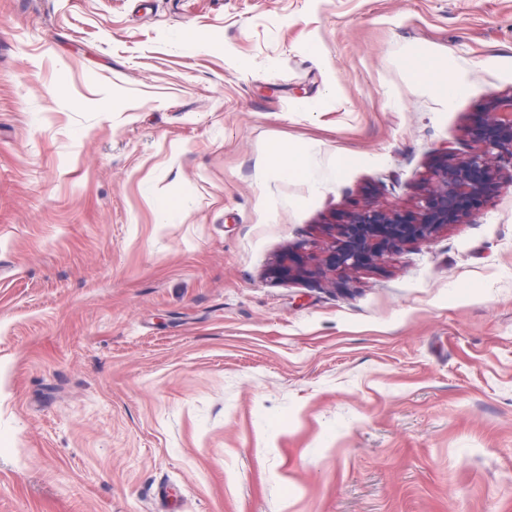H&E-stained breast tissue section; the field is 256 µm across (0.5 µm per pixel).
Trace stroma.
<instances>
[{"label": "stroma", "mask_w": 512, "mask_h": 512, "mask_svg": "<svg viewBox=\"0 0 512 512\" xmlns=\"http://www.w3.org/2000/svg\"><path fill=\"white\" fill-rule=\"evenodd\" d=\"M509 92L512 0H0V512H512V189L271 273ZM410 71L418 86L425 88L443 102L450 105L467 86L470 73L465 70L451 71L448 62L435 55H416ZM301 150H290L282 147L273 149V159L280 174L287 177L303 176L306 173ZM273 270L276 275L288 278L300 277L309 273L304 255L288 251L278 259Z\"/></svg>", "instance_id": "obj_1"}]
</instances>
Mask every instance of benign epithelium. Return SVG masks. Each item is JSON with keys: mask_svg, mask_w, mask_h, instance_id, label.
I'll list each match as a JSON object with an SVG mask.
<instances>
[{"mask_svg": "<svg viewBox=\"0 0 512 512\" xmlns=\"http://www.w3.org/2000/svg\"><path fill=\"white\" fill-rule=\"evenodd\" d=\"M481 112L480 123L470 131L477 149L462 160L445 151L414 211L364 207L351 211L344 223L332 225L339 244L325 256V270L355 271L409 244L428 242L441 228L462 223L489 191L512 187V92L490 97ZM274 273L288 278L307 274L306 258L287 251Z\"/></svg>", "mask_w": 512, "mask_h": 512, "instance_id": "benign-epithelium-1", "label": "benign epithelium"}]
</instances>
